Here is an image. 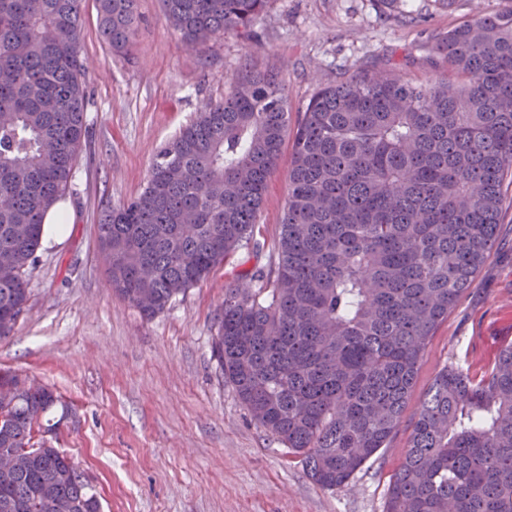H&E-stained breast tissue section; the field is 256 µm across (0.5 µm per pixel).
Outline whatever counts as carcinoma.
<instances>
[{"instance_id": "carcinoma-1", "label": "carcinoma", "mask_w": 512, "mask_h": 512, "mask_svg": "<svg viewBox=\"0 0 512 512\" xmlns=\"http://www.w3.org/2000/svg\"><path fill=\"white\" fill-rule=\"evenodd\" d=\"M268 0H162L181 42L248 32ZM99 33L130 51L138 0H95ZM82 0H0V338L29 301L46 211L88 136ZM448 75L418 83L356 69L292 119L277 76L244 70L152 162L144 190L97 225L112 291L147 319L254 235L290 144L274 277L224 286L218 366L253 418L322 488L388 446L426 348L495 247L512 177V9L448 29ZM54 392L0 403V448L63 419ZM37 455L0 473V512H100L89 485ZM57 496H37L43 485ZM385 512H512V345L482 372L445 366L413 421Z\"/></svg>"}]
</instances>
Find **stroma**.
<instances>
[{"label": "stroma", "mask_w": 512, "mask_h": 512, "mask_svg": "<svg viewBox=\"0 0 512 512\" xmlns=\"http://www.w3.org/2000/svg\"><path fill=\"white\" fill-rule=\"evenodd\" d=\"M512 0H269L252 32L185 46L162 0H139L132 56L112 53L94 0L82 4L80 59L89 135L64 201L74 223L43 239L27 279L29 303L0 339V370L48 387L73 409L53 447L79 468L102 512H384L423 394L447 365L474 369L512 344V208L474 288L438 328L389 447L347 485L325 489L262 428L217 363L212 338L224 284L237 269L276 268L288 158L269 181L256 226L268 249L237 253L155 318L117 297L97 241L105 209L146 186L153 156L229 78L271 70L302 111L319 89L355 67L441 77L434 48L448 29Z\"/></svg>", "instance_id": "1"}]
</instances>
